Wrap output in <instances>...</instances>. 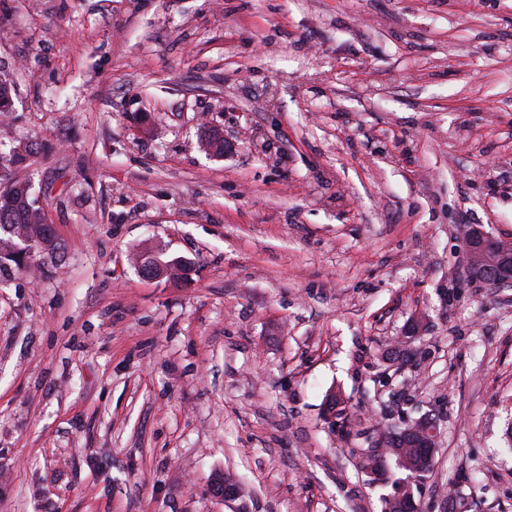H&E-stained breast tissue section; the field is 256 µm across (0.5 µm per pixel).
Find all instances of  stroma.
Instances as JSON below:
<instances>
[{"mask_svg":"<svg viewBox=\"0 0 512 512\" xmlns=\"http://www.w3.org/2000/svg\"><path fill=\"white\" fill-rule=\"evenodd\" d=\"M2 73L59 249L0 271V512H384L424 415L419 512H512V0H0ZM464 252L470 269L484 274L489 262L491 269L485 274L490 284L499 288H512V241H504L481 228H473L464 242ZM417 420L406 428L407 432L412 433L420 447L436 448L440 438L436 423L427 417H421ZM416 447L418 446L410 436H399L390 443L392 455L396 458L400 456L406 458L411 467L422 457L421 448Z\"/></svg>","mask_w":512,"mask_h":512,"instance_id":"35a3bbf8","label":"stroma"}]
</instances>
